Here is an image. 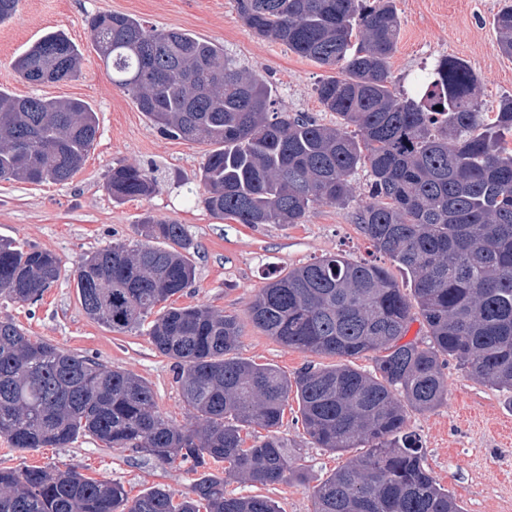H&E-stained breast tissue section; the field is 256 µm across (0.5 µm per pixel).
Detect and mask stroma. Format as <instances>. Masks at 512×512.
<instances>
[{"mask_svg": "<svg viewBox=\"0 0 512 512\" xmlns=\"http://www.w3.org/2000/svg\"><path fill=\"white\" fill-rule=\"evenodd\" d=\"M501 0H396L401 33L391 59L397 87L413 91L426 69L442 56L468 63L482 79L484 111L512 95V58L495 49L492 19ZM121 13L158 28L178 29L223 45L240 63L261 73L278 107L305 112L323 124L336 121L314 92L328 71L282 44L256 37L238 19L233 0H19L14 17L0 24V86L20 97L75 98L98 116V133L82 168L67 182L30 184L0 180V238L55 254L63 274L36 304L0 298V318L12 319L29 336L133 373L151 386L159 412L186 428L199 423L184 401L173 362L142 331L117 333L86 315L70 275L84 255L114 243L134 245L136 224L151 212L183 224L197 247L196 285L177 297L180 306L207 305L245 319L250 302L274 271L325 254L367 257L368 242L350 209L313 206L303 223L239 224L218 219L199 203L197 175L210 147L161 134L132 99L109 78L91 39L89 19ZM65 34L83 54L78 78L30 84L18 79L12 60L43 35ZM151 170L160 184L149 198L112 201L104 189L113 166ZM239 354L295 375L307 364L334 359L288 348L247 324ZM448 399L436 410L410 414L409 431L424 451L423 463L457 498L465 512H512V392L467 378L448 362ZM289 399L280 433L288 454L298 459V480L261 485L225 478L231 496L261 495L280 512H313L312 491L341 467L348 455L315 447ZM74 468L83 475L123 484L130 496L162 484L176 495L189 493L195 476L187 466L168 465L90 437L66 448L20 451L0 435V467Z\"/></svg>", "mask_w": 512, "mask_h": 512, "instance_id": "35a3bbf8", "label": "stroma"}]
</instances>
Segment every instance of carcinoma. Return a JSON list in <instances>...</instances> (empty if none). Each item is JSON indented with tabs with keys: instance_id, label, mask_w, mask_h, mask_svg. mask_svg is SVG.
Wrapping results in <instances>:
<instances>
[{
	"instance_id": "cac0c4a2",
	"label": "carcinoma",
	"mask_w": 512,
	"mask_h": 512,
	"mask_svg": "<svg viewBox=\"0 0 512 512\" xmlns=\"http://www.w3.org/2000/svg\"><path fill=\"white\" fill-rule=\"evenodd\" d=\"M235 4L257 37L336 71L315 87L336 124L275 107L262 75L186 32L99 13L89 21L93 45L112 84L153 126L213 146L199 177L202 203L218 218L300 224L317 204L350 206L352 180L365 172L368 200L353 207V221L406 274L410 293L386 267L341 254L271 278L249 321L286 347L346 359L290 378L238 356L237 317L174 305L196 281L194 243L183 225L145 214L143 240L86 255L73 279L92 319L119 333L148 326L155 349L175 360L200 424L165 420L144 379L0 319V435L19 450L65 448L89 436L179 461L197 474L191 494L177 499L158 484L131 498L119 482L71 469L2 467L0 512H279L267 497L226 495L211 465L227 463L228 474L263 485L299 476L278 433L292 395L314 445L365 449L313 489L314 512H464L424 467L406 423L445 402L450 359L466 376L512 391V96L483 111L481 77L448 56L413 92L397 90L396 0ZM493 26L496 49L512 58V0H503ZM82 58L68 37L50 32L14 68L30 83H54L78 77ZM97 131L82 100L0 88V179L66 182ZM106 190L119 202L149 197L159 185L147 169L117 165ZM61 275L52 253L0 240L1 298L33 305ZM415 320L427 341L402 342ZM369 353L373 369L354 366ZM253 426L267 434L248 446L242 431Z\"/></svg>"
}]
</instances>
